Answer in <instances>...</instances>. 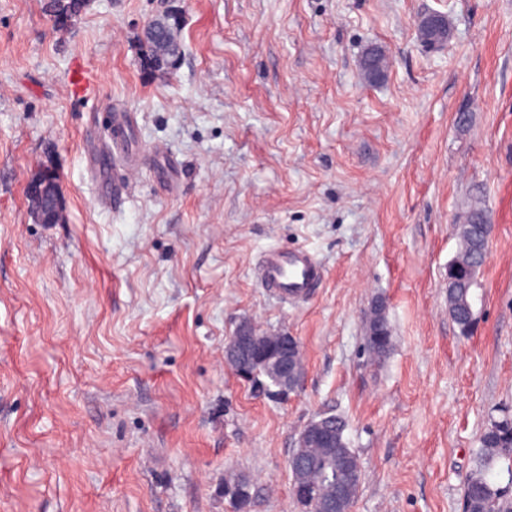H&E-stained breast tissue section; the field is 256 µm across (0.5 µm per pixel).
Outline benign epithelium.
Returning <instances> with one entry per match:
<instances>
[{"label":"benign epithelium","mask_w":512,"mask_h":512,"mask_svg":"<svg viewBox=\"0 0 512 512\" xmlns=\"http://www.w3.org/2000/svg\"><path fill=\"white\" fill-rule=\"evenodd\" d=\"M422 24L437 33L434 47H443L445 41L439 33L442 26L448 24L446 16L431 13L418 20L417 25ZM182 26L183 16L175 9H166L144 24L141 40L143 47L149 49L146 62L151 70H172L179 64V35ZM27 195L33 200L35 212L42 219V223L55 224L62 219L61 198L51 175L45 173L33 180L28 185ZM471 288V328L474 329L481 319V281L473 282ZM299 351L300 344L296 337L284 331L262 332L249 321L239 324L225 346L227 362L240 376L254 382L257 393L276 396H286L294 390L300 373L297 359ZM253 362L263 366L265 380H254L250 371ZM323 446L341 447L336 434V418L330 415H322L306 423L300 429L288 457V467L293 478V496L301 512H314V485L310 480L307 462L311 457V450ZM224 488L238 501L241 508L248 507L251 488L249 480L237 478L232 482L226 481ZM320 512H350L345 485H332Z\"/></svg>","instance_id":"1"}]
</instances>
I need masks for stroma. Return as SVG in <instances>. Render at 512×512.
I'll return each mask as SVG.
<instances>
[{
    "label": "stroma",
    "mask_w": 512,
    "mask_h": 512,
    "mask_svg": "<svg viewBox=\"0 0 512 512\" xmlns=\"http://www.w3.org/2000/svg\"><path fill=\"white\" fill-rule=\"evenodd\" d=\"M47 2L0 0V512H235L228 475L248 512H299L288 456L320 415L361 462L352 512H463L482 431L512 417V0H89L61 29ZM169 7L183 53L159 76L138 32ZM433 12L438 50L416 32ZM115 108L142 170L112 203L87 157ZM48 169L56 224L28 206ZM477 202L492 235L464 336L445 283ZM272 245L322 262L312 300L260 287ZM245 319L298 338L288 397L225 362ZM422 24L427 25L430 27L436 35V41L434 42V49L441 48L447 43L448 39L446 41L443 40V37L440 36V32L442 30V26L445 24L446 27H448V20L446 16L444 15H438V14H429L426 16L421 17L417 25L420 27ZM431 31L428 28L420 29L419 32V38L425 42L431 41L430 39H433L435 37V33ZM375 332L376 336H370V338L367 339V343L371 354L375 358L379 359L384 357L391 347L392 336L390 334V327L386 318Z\"/></svg>",
    "instance_id": "stroma-1"
}]
</instances>
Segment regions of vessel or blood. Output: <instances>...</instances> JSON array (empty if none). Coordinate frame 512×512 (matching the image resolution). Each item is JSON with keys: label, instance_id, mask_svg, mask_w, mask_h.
<instances>
[{"label": "vessel or blood", "instance_id": "b4317fda", "mask_svg": "<svg viewBox=\"0 0 512 512\" xmlns=\"http://www.w3.org/2000/svg\"><path fill=\"white\" fill-rule=\"evenodd\" d=\"M128 140L120 122H113L103 144L90 157L101 197L118 200L138 177L135 166L124 163ZM258 276L263 288L281 300L300 303L310 299L324 280V269L318 259L302 247H268L257 259Z\"/></svg>", "mask_w": 512, "mask_h": 512}]
</instances>
